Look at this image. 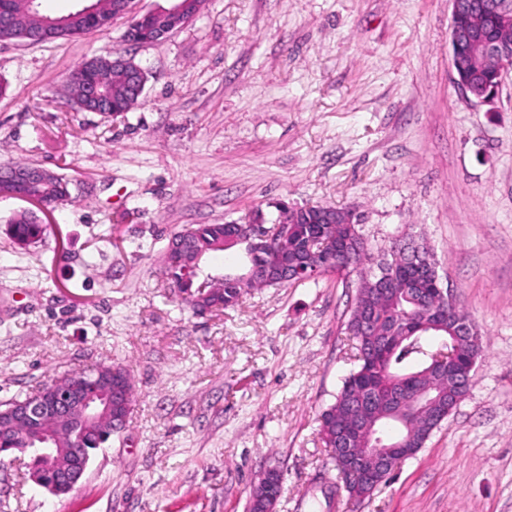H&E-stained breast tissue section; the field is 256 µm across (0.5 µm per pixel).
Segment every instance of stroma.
<instances>
[{
  "label": "stroma",
  "mask_w": 512,
  "mask_h": 512,
  "mask_svg": "<svg viewBox=\"0 0 512 512\" xmlns=\"http://www.w3.org/2000/svg\"><path fill=\"white\" fill-rule=\"evenodd\" d=\"M451 0H205L139 47L106 31L0 42V163L64 173L71 203L20 249L0 198V404L61 372L129 368L127 426L55 496L0 462V512H512V71L463 96ZM148 72L117 118L67 106L91 56ZM361 215L372 249L423 235L481 337L468 396L361 504L341 490L320 414L355 368L353 289L326 276L203 316L164 295L160 256L188 224L276 207ZM101 368H112V369H116L118 372H124L127 377H128V383H127V390H126V402L127 404L129 405V407L131 408V411H130V414L133 410V403H134V398H135V393H134V387H133V384H132V381H131V374H130V371L123 365H119V364H100L98 366H95V367H91V368H87V369H82V370H78V371H68V372H64L63 374L57 376L56 378H54V380L56 379H71V378H88V377H92L94 376V374L96 373V371L98 369H101ZM129 414V415H130Z\"/></svg>",
  "instance_id": "1"
}]
</instances>
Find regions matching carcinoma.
Wrapping results in <instances>:
<instances>
[{"mask_svg":"<svg viewBox=\"0 0 512 512\" xmlns=\"http://www.w3.org/2000/svg\"><path fill=\"white\" fill-rule=\"evenodd\" d=\"M455 23L481 37L491 32L495 37L512 43V26L506 28L499 17L481 9L483 0H458ZM48 15L30 0H0V36L14 38L22 34L45 40L66 39L90 31L77 19L64 28L46 25ZM183 23L182 19L155 18L137 23L133 39L152 40L162 31ZM93 66L103 78V91L118 114L130 111L140 102L135 92L138 75L130 70L112 68V57L92 56L84 60L72 75L71 91ZM470 85L483 90L493 84V71L483 62L482 45L471 48V62L465 70ZM13 239L27 246L41 239L45 226L36 215L21 212L10 220ZM269 238L264 247L243 234V225L196 224L172 235L185 241L182 263L174 266L162 259L165 287L177 289L193 313L206 307L224 311L239 305L242 298L254 290L284 284L278 277L265 276L267 269H291L298 264L321 268V273H332L342 279L345 287L355 289V296L347 321V330L356 349L357 369L345 378L333 404L321 414L322 442L327 448L336 447V437L344 427L365 419L389 416L392 395L417 389L427 391L429 398L445 403L448 394L459 392L468 382L469 366L480 353V345L473 342L478 330L467 312L453 302H443L433 292L430 277L417 275L413 257L423 268H432L428 248L424 242H390L391 259L379 263V273L367 271L373 260L368 241L360 233L359 221L351 211L334 209L322 214L318 206L289 207L281 204L277 215L268 224ZM216 252H235L240 263L224 271V281L214 284L202 278H190L180 283V269L202 266L205 259ZM462 323L472 330V336H452L449 327ZM453 355V371L448 373L435 364L440 352ZM435 406L419 401L406 408L401 415L403 424L392 436L385 431L388 422H381L377 438L383 448L400 440L410 448H422L432 431L439 426L434 419ZM109 415L84 425L86 448L94 454L112 434L123 430ZM43 427L51 434L52 446L58 449V467L69 462V448L74 436L68 427L54 419H45Z\"/></svg>","mask_w":512,"mask_h":512,"instance_id":"1","label":"carcinoma"}]
</instances>
